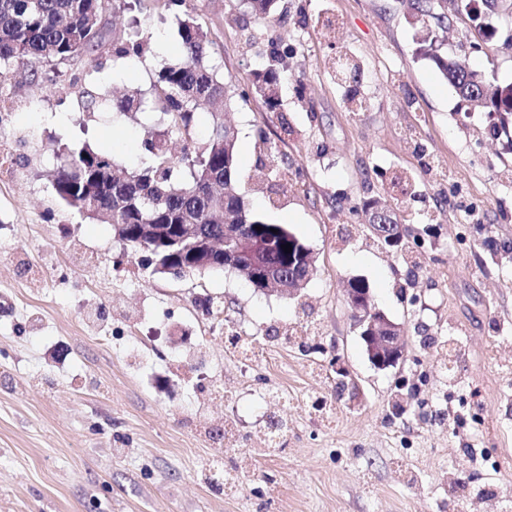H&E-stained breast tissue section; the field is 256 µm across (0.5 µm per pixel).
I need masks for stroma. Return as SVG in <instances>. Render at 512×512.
<instances>
[{
    "label": "stroma",
    "instance_id": "stroma-1",
    "mask_svg": "<svg viewBox=\"0 0 512 512\" xmlns=\"http://www.w3.org/2000/svg\"><path fill=\"white\" fill-rule=\"evenodd\" d=\"M194 4L225 81L247 87L284 61L293 72L276 108L253 94L228 118L246 207L301 237L317 270L298 301L234 272L155 274L111 225L55 198L59 153L88 145L136 169L144 133L164 130L153 108L130 120L81 98L90 82L107 99L149 97L179 60L156 0L139 25L163 34L158 54L15 65L0 78L17 104L16 176L0 182V512H512V143L416 56L426 29L404 0H279L273 20L229 0ZM326 12L339 17L327 37ZM488 24L480 49L467 20L444 48L512 84V17ZM341 58L361 67V110L334 75ZM395 171L410 195L392 191ZM373 199L411 225L403 251L369 235ZM34 265L47 279L27 278ZM353 277L405 329L396 367L368 359L344 299ZM207 295L221 318L198 314ZM296 323L311 333L282 341ZM231 329L253 333L265 357L242 361ZM312 396L328 398L327 417L308 409ZM273 414L285 430L268 448ZM218 455L258 465L228 494L209 470Z\"/></svg>",
    "mask_w": 512,
    "mask_h": 512
}]
</instances>
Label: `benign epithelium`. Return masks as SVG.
<instances>
[{"instance_id":"1","label":"benign epithelium","mask_w":512,"mask_h":512,"mask_svg":"<svg viewBox=\"0 0 512 512\" xmlns=\"http://www.w3.org/2000/svg\"><path fill=\"white\" fill-rule=\"evenodd\" d=\"M368 228L373 235L386 241L389 246L401 241L405 234L403 224H390L383 219V213L371 210ZM138 241L145 245L166 241L181 247L186 260L175 266L163 265L149 255L143 256L144 264L152 263L155 268L181 276L194 271L205 273L224 268L239 272L248 279L266 285L262 292L297 296L316 271V256L312 249L304 246L300 250L301 271L294 288H274L272 283L283 276L263 263L261 254L254 249L251 240L238 224H225L222 231L213 237L201 231L198 224H140L137 227ZM345 301L359 329V336L372 365L384 370L398 365L404 355V330L375 308L370 290L367 288H346Z\"/></svg>"}]
</instances>
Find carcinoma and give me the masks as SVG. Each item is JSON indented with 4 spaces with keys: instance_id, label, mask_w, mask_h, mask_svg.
Wrapping results in <instances>:
<instances>
[{
    "instance_id": "cac0c4a2",
    "label": "carcinoma",
    "mask_w": 512,
    "mask_h": 512,
    "mask_svg": "<svg viewBox=\"0 0 512 512\" xmlns=\"http://www.w3.org/2000/svg\"><path fill=\"white\" fill-rule=\"evenodd\" d=\"M256 16L273 18L277 0H235ZM411 8L438 29L450 24L440 0H410ZM118 0H0V77L17 63L55 65L100 49L105 43L103 20ZM173 14L180 37L181 60L161 68L151 85L152 101L166 121L167 132L183 142L173 160L166 141L152 134L141 141L148 166L130 171L119 160L91 147L59 156L52 176L56 196L101 224H200L212 233L220 224H240L243 233L271 244L273 263L288 271V257L302 242L281 224L267 223L248 210L236 173L237 132L224 131V110L235 97H263L269 106L289 74L265 69L241 91L224 82L212 63L213 41L198 22L192 0H163ZM153 34L112 42V56L141 59L152 50ZM417 55L429 60L464 102L484 97V107L505 132L512 125V85H495L470 68L466 59L448 55L442 44L425 38ZM209 104L210 132L196 138L198 109ZM291 244L292 253L282 246Z\"/></svg>"
}]
</instances>
